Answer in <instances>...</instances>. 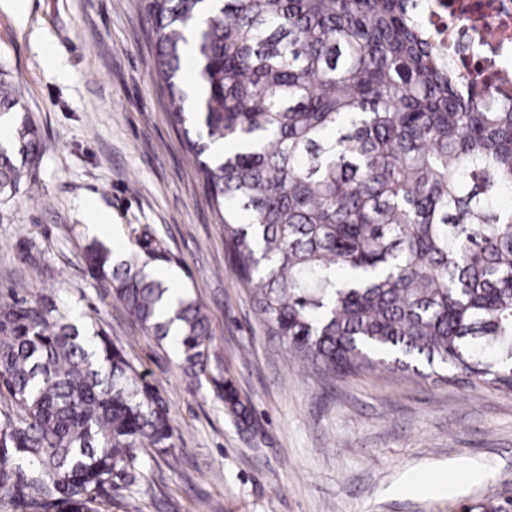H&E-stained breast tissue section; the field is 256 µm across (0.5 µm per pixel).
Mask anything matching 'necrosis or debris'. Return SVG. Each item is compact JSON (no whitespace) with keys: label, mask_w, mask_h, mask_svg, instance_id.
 Segmentation results:
<instances>
[{"label":"necrosis or debris","mask_w":512,"mask_h":512,"mask_svg":"<svg viewBox=\"0 0 512 512\" xmlns=\"http://www.w3.org/2000/svg\"><path fill=\"white\" fill-rule=\"evenodd\" d=\"M437 41L478 91L512 98V0H426Z\"/></svg>","instance_id":"necrosis-or-debris-1"}]
</instances>
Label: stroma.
Wrapping results in <instances>:
<instances>
[{"mask_svg":"<svg viewBox=\"0 0 512 512\" xmlns=\"http://www.w3.org/2000/svg\"><path fill=\"white\" fill-rule=\"evenodd\" d=\"M155 50L142 0H0V78L43 143L19 192L0 196V294L103 331L175 426L172 452L142 450L144 479L119 482L107 512H499L512 499V391L299 370L229 268L224 226L143 65ZM90 203L110 229L89 232ZM146 230L168 285L209 310L198 378L87 270L91 241L123 258ZM218 374L250 404L249 429L225 409ZM459 460L480 469L449 473Z\"/></svg>","mask_w":512,"mask_h":512,"instance_id":"obj_1","label":"stroma"}]
</instances>
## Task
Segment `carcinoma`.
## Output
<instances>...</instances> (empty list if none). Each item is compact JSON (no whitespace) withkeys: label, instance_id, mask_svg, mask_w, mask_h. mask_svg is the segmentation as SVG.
Returning <instances> with one entry per match:
<instances>
[{"label":"carcinoma","instance_id":"1","mask_svg":"<svg viewBox=\"0 0 512 512\" xmlns=\"http://www.w3.org/2000/svg\"><path fill=\"white\" fill-rule=\"evenodd\" d=\"M151 73L224 212L232 272L304 364L347 376L410 369L512 391V110L466 89L430 42L419 0H143ZM194 68L203 93L186 108ZM18 106L0 80V119ZM22 121L0 142V195L41 155ZM149 232L120 262L91 244L113 290L190 378L206 370L204 305L154 278ZM224 406L251 409L227 382ZM0 501L101 512L172 450L170 409L101 332L55 308L0 300Z\"/></svg>","mask_w":512,"mask_h":512}]
</instances>
